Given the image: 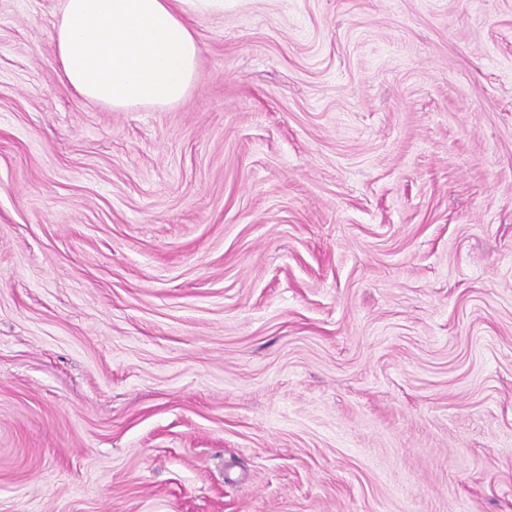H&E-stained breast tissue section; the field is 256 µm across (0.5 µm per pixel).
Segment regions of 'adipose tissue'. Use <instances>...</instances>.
I'll use <instances>...</instances> for the list:
<instances>
[{"mask_svg": "<svg viewBox=\"0 0 512 512\" xmlns=\"http://www.w3.org/2000/svg\"><path fill=\"white\" fill-rule=\"evenodd\" d=\"M224 0H59L52 49L79 97L115 111L182 101L198 75L190 18Z\"/></svg>", "mask_w": 512, "mask_h": 512, "instance_id": "obj_1", "label": "adipose tissue"}]
</instances>
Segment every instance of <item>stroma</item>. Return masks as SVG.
<instances>
[{
    "instance_id": "stroma-1",
    "label": "stroma",
    "mask_w": 512,
    "mask_h": 512,
    "mask_svg": "<svg viewBox=\"0 0 512 512\" xmlns=\"http://www.w3.org/2000/svg\"><path fill=\"white\" fill-rule=\"evenodd\" d=\"M57 8L0 0V512H512V0H225L130 111Z\"/></svg>"
}]
</instances>
